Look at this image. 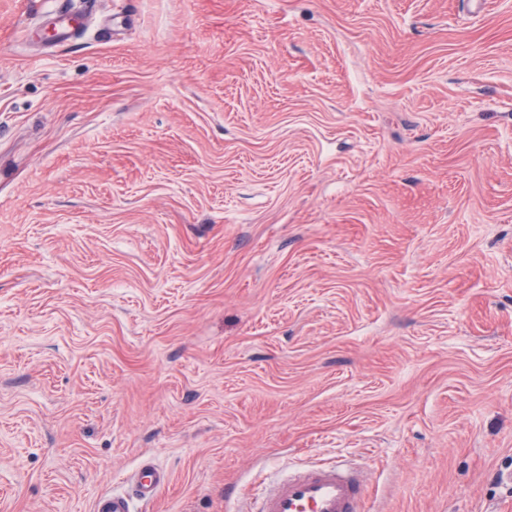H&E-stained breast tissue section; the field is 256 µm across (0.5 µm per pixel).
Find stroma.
Wrapping results in <instances>:
<instances>
[{
    "label": "stroma",
    "instance_id": "1",
    "mask_svg": "<svg viewBox=\"0 0 512 512\" xmlns=\"http://www.w3.org/2000/svg\"><path fill=\"white\" fill-rule=\"evenodd\" d=\"M0 0V512H512V0ZM169 482V474L153 462L142 463L132 474L129 490L124 494L109 493L94 503V512H131L134 500L150 503ZM368 486L361 472L345 468L317 469L262 488L251 512H367Z\"/></svg>",
    "mask_w": 512,
    "mask_h": 512
}]
</instances>
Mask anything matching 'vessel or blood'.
I'll return each instance as SVG.
<instances>
[{"mask_svg": "<svg viewBox=\"0 0 512 512\" xmlns=\"http://www.w3.org/2000/svg\"><path fill=\"white\" fill-rule=\"evenodd\" d=\"M169 475L153 462L133 473L126 493H109L94 503V512H131L133 502L154 501ZM368 486L361 472L345 468L291 474L262 488L251 512H368Z\"/></svg>", "mask_w": 512, "mask_h": 512, "instance_id": "obj_1", "label": "vessel or blood"}]
</instances>
